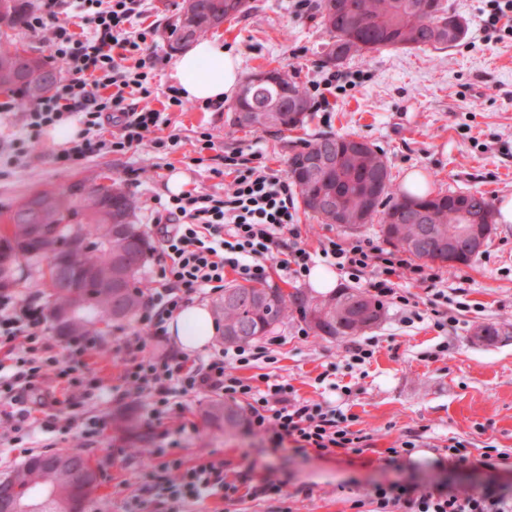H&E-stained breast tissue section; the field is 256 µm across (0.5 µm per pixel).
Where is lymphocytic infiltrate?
I'll return each mask as SVG.
<instances>
[{
  "label": "lymphocytic infiltrate",
  "instance_id": "f902f5d3",
  "mask_svg": "<svg viewBox=\"0 0 512 512\" xmlns=\"http://www.w3.org/2000/svg\"><path fill=\"white\" fill-rule=\"evenodd\" d=\"M144 7L145 0H37L30 10L27 29L49 33L66 75L50 94L23 112V128L28 138L35 139L72 119L84 126L78 138L53 153L58 167L69 168L103 152L125 153L168 125L166 110L143 104L153 93L157 65L148 43L152 30L132 28ZM72 8L91 24L92 35L81 37L70 30L66 16ZM107 121L118 129L109 139L99 134ZM224 166L234 174L224 193L183 192L162 205L156 219L166 257L160 270L162 283L143 301L138 321L147 334L127 340L121 378L130 390L149 396V416L158 423L181 408L182 398L210 392L243 401L249 430L273 447L289 440L301 451L361 452L364 438L351 430L352 418L341 409L298 398L288 381L267 374L256 385L227 373L226 363L248 366L267 353V343L221 348L200 363L172 349L151 355L147 345L166 341L168 320L194 296L223 292L228 269L242 281H263L273 262L288 278L299 281L319 257L352 279H365L377 302L403 305L409 299L400 294L398 279L413 276L441 298L442 275L414 263L406 252L383 248L368 237L328 238L317 252H310L300 246L301 227L294 222L296 185L264 166L239 163L234 155L225 156ZM46 319L37 301L0 289V349L8 351L6 361H0V379L7 381L0 388V403L20 408L9 439L15 448L28 447L34 424L45 429L58 426L57 418L38 422L31 410L21 406L24 393L38 389L43 379H52L67 391V402L74 409L102 389L99 380L84 375L79 363L100 346V337L75 334L59 346L44 333ZM160 468L175 470V478L164 488L180 502L214 495L229 499L239 491L235 482L226 480L223 465L207 457L188 465L171 459ZM374 502V512H512V492L493 482L477 492L395 482L377 486Z\"/></svg>",
  "mask_w": 512,
  "mask_h": 512
}]
</instances>
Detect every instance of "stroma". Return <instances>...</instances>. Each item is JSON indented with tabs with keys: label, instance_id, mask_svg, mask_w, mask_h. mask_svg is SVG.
Here are the masks:
<instances>
[{
	"label": "stroma",
	"instance_id": "1",
	"mask_svg": "<svg viewBox=\"0 0 512 512\" xmlns=\"http://www.w3.org/2000/svg\"><path fill=\"white\" fill-rule=\"evenodd\" d=\"M179 0H148L136 29H153L159 63L151 108H161L174 59L163 37ZM466 23V35L448 49H384L353 59L339 69L324 65L321 48L328 36L316 9L295 15L293 0H249L248 10L214 30L241 61L243 74L284 68L304 87L342 74L345 90L314 105L305 128L282 134L240 129L229 108L209 110L185 102L169 112L157 138H175L174 148L157 149L155 138L123 154H101L63 170L53 153L66 147L79 122L43 134L18 164H0V214L25 194L44 185L64 186L78 179L123 181L138 201L137 219L155 250L141 288L157 287L161 238L154 226L158 201L168 198L172 173L182 174L188 191L223 192L231 178L215 176L228 154H260L265 165L287 173L292 151L321 132L362 138L382 151L393 181L404 186L420 174L430 193L484 191L492 203L512 197V37L485 31L487 0H448ZM213 146L201 150L200 135ZM448 300L432 306L430 293L403 280L408 305L389 303L382 320L355 336L301 335V316L290 317L265 358L235 369V376L262 374L288 381L305 399H344L355 428L367 437L362 453L345 449L296 451L293 442L272 449L247 429L226 431L205 421L211 396L191 395L166 420V437L147 421L145 398L126 393L120 379L124 343L140 332L137 321L103 326V344L90 353L89 369L109 390L86 403L89 417H104L107 428L96 441L78 430H39L38 453L81 451L101 474L88 512H354L353 501L371 503L377 486L392 482L428 485L448 481L475 491L490 480L512 485V224H494L482 252L469 265L441 266ZM448 314L445 328L436 312ZM372 349V358H350L354 344ZM166 458L191 461L209 457L224 464L228 480L271 477L283 494L271 499L239 491L229 499L209 497L183 504L159 491L154 457L130 450L134 437ZM468 444L467 458L445 459L449 439ZM415 441L412 454L393 455L403 441ZM500 449L484 466V449Z\"/></svg>",
	"mask_w": 512,
	"mask_h": 512
}]
</instances>
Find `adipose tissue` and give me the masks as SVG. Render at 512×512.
<instances>
[{
    "label": "adipose tissue",
    "instance_id": "adipose-tissue-1",
    "mask_svg": "<svg viewBox=\"0 0 512 512\" xmlns=\"http://www.w3.org/2000/svg\"><path fill=\"white\" fill-rule=\"evenodd\" d=\"M170 77L182 87L184 99L201 104H218L235 98L242 82L237 56L217 39L190 45L176 58ZM209 319L205 306L193 305L175 315L169 330L178 335L184 347L200 349L209 340Z\"/></svg>",
    "mask_w": 512,
    "mask_h": 512
}]
</instances>
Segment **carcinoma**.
Instances as JSON below:
<instances>
[{
	"mask_svg": "<svg viewBox=\"0 0 512 512\" xmlns=\"http://www.w3.org/2000/svg\"><path fill=\"white\" fill-rule=\"evenodd\" d=\"M29 0H0V23L12 29L25 25ZM248 0H182L168 22L170 50L177 52L235 19ZM317 11L330 35L327 50L336 52V64L383 48L432 47L436 50L461 42L465 25L448 7V0H319ZM61 67L42 55L22 57L0 46V93L22 103L34 102L56 85ZM306 89L279 68L270 80L256 84L246 77L233 105L232 124L240 128L285 132L301 127L311 112ZM291 177L305 208L321 224L336 223L341 214L349 224L378 222L386 242L399 246L424 262H449L448 242L460 249L469 217L480 215L493 223L490 199L480 190L445 192L435 196L404 193L394 187L385 156L363 139L333 133L317 135L288 158ZM334 196V209L319 211L317 199ZM137 201L114 179L109 185L77 181L63 187H44L22 197L1 218L0 247L14 257L15 268L0 277L6 286L22 273L19 258L36 260L42 242L30 236L31 225L45 224L58 237L84 236L60 257L52 277L53 330L60 337L99 334L103 322L131 319L139 310L142 289L139 272L154 245L136 220ZM100 276H112V288H101ZM309 321L319 336H351L378 323L384 305L351 291L312 303L299 291L284 293L263 283L224 288L212 308L224 345L237 346L268 336L292 314ZM206 420L232 431L242 425L239 407L218 400L204 410ZM87 469L89 479L77 490L73 470ZM99 486L97 468L79 453L34 455L0 478V491L28 499L42 493L41 512H83Z\"/></svg>",
	"mask_w": 512,
	"mask_h": 512,
	"instance_id": "cac0c4a2",
	"label": "carcinoma"
}]
</instances>
